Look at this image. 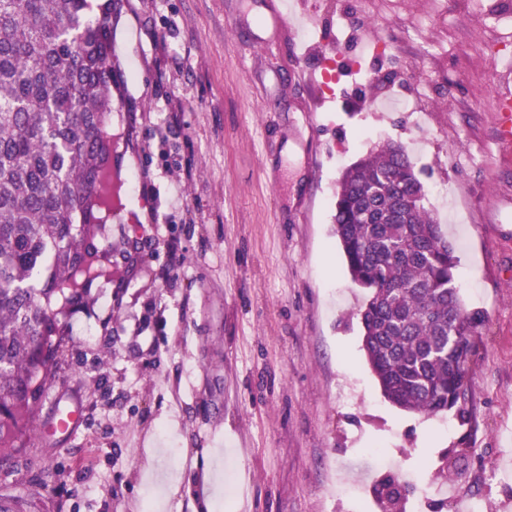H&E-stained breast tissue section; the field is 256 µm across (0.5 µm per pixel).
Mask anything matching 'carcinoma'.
<instances>
[{"mask_svg":"<svg viewBox=\"0 0 512 512\" xmlns=\"http://www.w3.org/2000/svg\"><path fill=\"white\" fill-rule=\"evenodd\" d=\"M120 0H0V467L30 431L88 274L112 275V27ZM402 145L388 143L338 180L334 234L360 309L362 351L408 413L465 417L471 336L481 320L454 285L457 259L424 206ZM107 247L100 249L95 241ZM382 483V512H405ZM36 494H0V512H38Z\"/></svg>","mask_w":512,"mask_h":512,"instance_id":"1","label":"carcinoma"}]
</instances>
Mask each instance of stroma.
I'll return each instance as SVG.
<instances>
[{
    "label": "stroma",
    "mask_w": 512,
    "mask_h": 512,
    "mask_svg": "<svg viewBox=\"0 0 512 512\" xmlns=\"http://www.w3.org/2000/svg\"><path fill=\"white\" fill-rule=\"evenodd\" d=\"M289 3L304 23L273 38L266 0H123L112 277L70 313L0 493L33 482L43 512H381L379 480L444 456L422 512H512V139L494 105L512 0ZM333 21L349 37L327 96L301 33ZM389 142L482 317L464 420L394 407L361 351L366 293L332 214L342 170ZM59 399L82 411L68 438L43 430Z\"/></svg>",
    "instance_id": "35a3bbf8"
}]
</instances>
